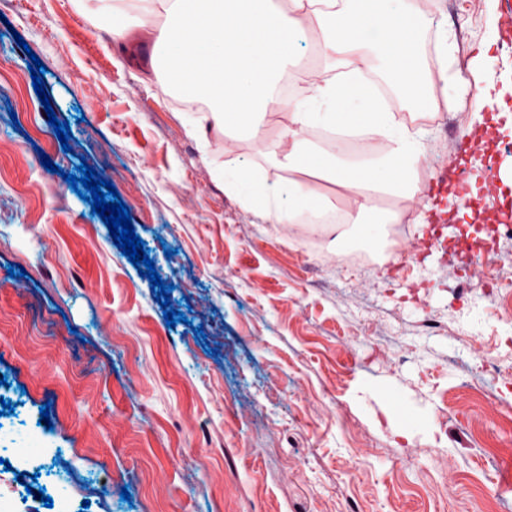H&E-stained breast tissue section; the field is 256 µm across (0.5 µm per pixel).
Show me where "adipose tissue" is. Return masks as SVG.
Listing matches in <instances>:
<instances>
[{"instance_id":"adipose-tissue-1","label":"adipose tissue","mask_w":512,"mask_h":512,"mask_svg":"<svg viewBox=\"0 0 512 512\" xmlns=\"http://www.w3.org/2000/svg\"><path fill=\"white\" fill-rule=\"evenodd\" d=\"M106 17L116 39L136 25L129 0H78ZM162 17L154 64L182 99L201 109L185 129L210 149L224 137L229 159L216 170L224 190L268 224H303L330 232L331 254L375 249L395 216L382 197L420 199L427 160L422 134L400 113L440 81L446 109L473 93V114L491 104L490 88L471 90L449 74L455 47L434 30L416 0H147ZM320 32L308 56L297 43L306 25ZM434 31L431 54L422 39ZM286 110L288 124L259 157L240 159L239 139L263 136V116ZM291 180L278 179L279 171ZM316 173L353 196L341 208L307 192L300 175Z\"/></svg>"}]
</instances>
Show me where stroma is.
Segmentation results:
<instances>
[{
  "label": "stroma",
  "instance_id": "1",
  "mask_svg": "<svg viewBox=\"0 0 512 512\" xmlns=\"http://www.w3.org/2000/svg\"><path fill=\"white\" fill-rule=\"evenodd\" d=\"M418 5L470 85L503 88L484 148L512 187V0H497L492 32L484 0ZM158 23L142 13L118 43L73 0H0V397L13 408L0 458L42 450L32 486L0 468V491L20 512L61 495L73 512H512V379L470 357L472 337L500 334L485 266L458 275L440 244L420 261L410 201L385 199L397 220L377 259L330 255L329 235L242 210L215 176L223 138L203 151L188 103L150 71ZM429 98L405 114L426 135L420 176L470 180L440 92ZM83 163L117 190L186 322L167 327L149 279L66 182ZM392 391L427 415L426 436L398 435Z\"/></svg>",
  "mask_w": 512,
  "mask_h": 512
}]
</instances>
